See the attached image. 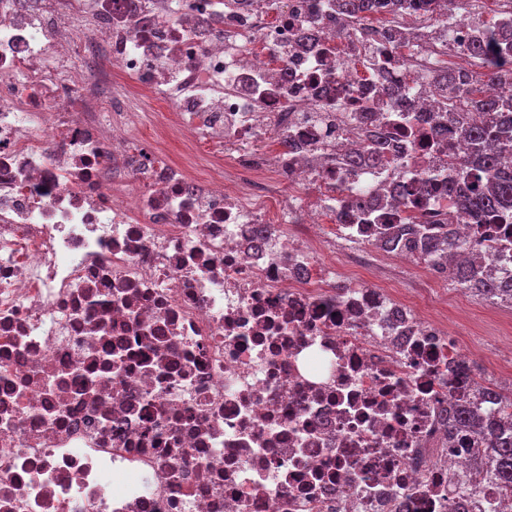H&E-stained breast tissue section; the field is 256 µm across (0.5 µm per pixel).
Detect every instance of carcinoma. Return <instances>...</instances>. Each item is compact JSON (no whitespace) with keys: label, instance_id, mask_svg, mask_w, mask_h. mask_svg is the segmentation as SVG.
<instances>
[{"label":"carcinoma","instance_id":"1","mask_svg":"<svg viewBox=\"0 0 512 512\" xmlns=\"http://www.w3.org/2000/svg\"><path fill=\"white\" fill-rule=\"evenodd\" d=\"M386 9L384 0H337V11L350 19H366ZM472 59L471 66L435 70L433 93L445 100V112H490L485 125L468 124L456 127L460 138L472 149L471 159L451 166L448 174V196L458 198L463 210L475 206L483 214L500 213L512 207V45L495 48L491 37L476 40L465 47ZM500 87L498 95L487 99L476 97L484 78ZM470 179L476 201L460 197L457 181ZM389 244H396L422 253H433L438 246L433 237L425 236L407 218ZM476 271L470 262H461L454 270V280L461 286L475 279ZM487 447L493 455L489 471L504 484L512 485V439L503 440L493 432L486 433Z\"/></svg>","mask_w":512,"mask_h":512}]
</instances>
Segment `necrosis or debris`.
<instances>
[{"label":"necrosis or debris","mask_w":512,"mask_h":512,"mask_svg":"<svg viewBox=\"0 0 512 512\" xmlns=\"http://www.w3.org/2000/svg\"><path fill=\"white\" fill-rule=\"evenodd\" d=\"M127 5L0 0V512H512L451 417L512 436L487 357L373 275L460 260L381 247L395 195L512 286V225L448 198L436 43L394 48L393 12L350 35L334 0ZM154 100L223 186L138 137Z\"/></svg>","instance_id":"obj_1"}]
</instances>
